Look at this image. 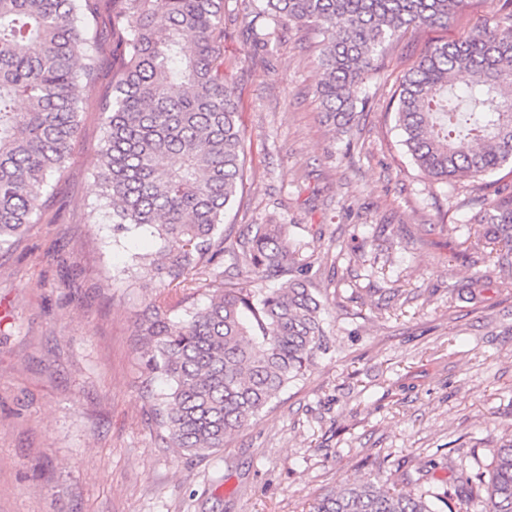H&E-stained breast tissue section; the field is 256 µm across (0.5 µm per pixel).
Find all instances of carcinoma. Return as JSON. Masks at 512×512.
<instances>
[{
	"mask_svg": "<svg viewBox=\"0 0 512 512\" xmlns=\"http://www.w3.org/2000/svg\"><path fill=\"white\" fill-rule=\"evenodd\" d=\"M102 0H0V249L33 223L50 179L70 158L81 91L100 57L85 20ZM281 25L323 37L317 88L324 121L346 127L362 86L383 67L385 45L409 29L448 27L466 0H264ZM123 59L96 173L97 207L118 230L150 226L158 288L211 270L218 255L256 284L213 280L209 303L175 322L157 295L141 323L150 372L171 382L150 402L158 437L185 455L224 447L327 351L326 302L286 224L220 233L243 177L244 132L224 79V0H126L112 13ZM470 75L465 95L453 80ZM512 13L457 43L432 45L394 91L402 145L428 178L480 177L512 164ZM489 225L494 270L512 273V188L475 214ZM288 278L280 288L264 282ZM311 512H435L424 495L344 480ZM481 512H512V443L497 448Z\"/></svg>",
	"mask_w": 512,
	"mask_h": 512,
	"instance_id": "1",
	"label": "carcinoma"
}]
</instances>
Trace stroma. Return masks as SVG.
I'll use <instances>...</instances> for the list:
<instances>
[{
    "instance_id": "35a3bbf8",
    "label": "stroma",
    "mask_w": 512,
    "mask_h": 512,
    "mask_svg": "<svg viewBox=\"0 0 512 512\" xmlns=\"http://www.w3.org/2000/svg\"><path fill=\"white\" fill-rule=\"evenodd\" d=\"M262 7L225 0L247 177L223 229L289 226L327 301L326 353L224 449L189 457L157 439L147 396L168 384L149 379L139 336L157 242L147 228L115 233L95 207L99 103L122 53L103 5L72 154L25 236L0 250V512H309L347 477L448 490L475 512L471 477L512 441V275L465 244L485 232L479 182L422 175L390 105L428 46L512 0H468L447 28L403 34L346 133L321 116L317 34Z\"/></svg>"
}]
</instances>
